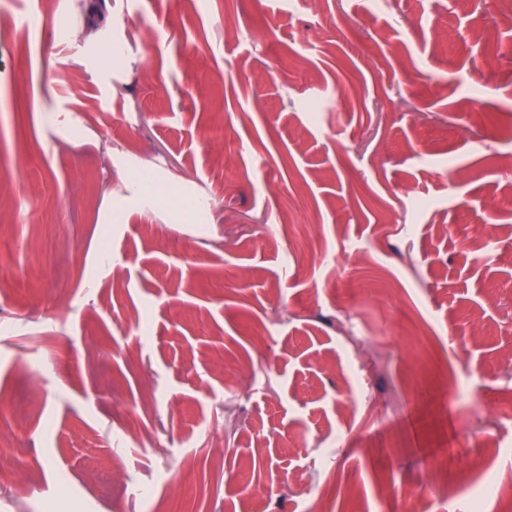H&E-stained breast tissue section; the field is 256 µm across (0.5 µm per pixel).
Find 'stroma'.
Wrapping results in <instances>:
<instances>
[{"mask_svg":"<svg viewBox=\"0 0 512 512\" xmlns=\"http://www.w3.org/2000/svg\"><path fill=\"white\" fill-rule=\"evenodd\" d=\"M509 43L486 0H0V512H494L476 459L511 500ZM121 166L210 221L117 215Z\"/></svg>","mask_w":512,"mask_h":512,"instance_id":"1","label":"stroma"}]
</instances>
